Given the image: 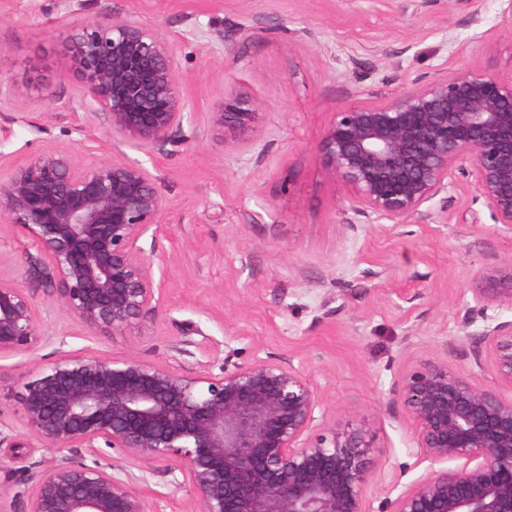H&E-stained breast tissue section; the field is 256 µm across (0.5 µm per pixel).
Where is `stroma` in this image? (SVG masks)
Listing matches in <instances>:
<instances>
[{
  "label": "stroma",
  "mask_w": 512,
  "mask_h": 512,
  "mask_svg": "<svg viewBox=\"0 0 512 512\" xmlns=\"http://www.w3.org/2000/svg\"><path fill=\"white\" fill-rule=\"evenodd\" d=\"M479 8L476 24L452 10L446 33L440 6L428 0H0V151L13 161L44 148L111 158L104 117L73 130L78 86L60 77L76 22L105 10L133 14L175 45L198 133L189 141L172 134L159 150L124 149L148 168L163 158L164 231L140 242L163 262L155 318L115 335L82 327L55 289L19 264L30 242L0 226V277L27 288L47 337L30 354L0 358V435L28 442L0 447V512H26L30 474L59 457L23 417L19 393L33 371L73 351L159 361L184 338L232 363L290 360L320 392L327 423L371 428L374 469L404 487L429 471L393 383L422 359L470 374L485 342L483 321L464 323L467 285L512 259V231L480 203L476 223H460L470 206L457 191L444 224L345 223V189L318 144L330 112L355 90L347 59L400 83L443 63L512 73V40L494 35L499 0ZM229 75L265 105L264 133L244 148L209 126ZM105 456L165 512L162 496L179 471L115 450Z\"/></svg>",
  "instance_id": "35a3bbf8"
}]
</instances>
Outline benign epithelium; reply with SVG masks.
Here are the masks:
<instances>
[{"instance_id":"benign-epithelium-1","label":"benign epithelium","mask_w":512,"mask_h":512,"mask_svg":"<svg viewBox=\"0 0 512 512\" xmlns=\"http://www.w3.org/2000/svg\"><path fill=\"white\" fill-rule=\"evenodd\" d=\"M366 97L331 113L319 147L330 176L346 189L348 224H446L448 189L471 186L496 224L512 229V74L445 66L383 92L376 78L345 62ZM75 78L73 129L107 119L110 160L92 164L66 149H41L16 163L0 152V223L29 239L60 305L90 330L122 333L163 303L162 262L139 242L161 232L166 201L153 169L123 146L153 147L173 132H195L174 44L131 13L79 21L61 78ZM209 113L224 143L246 147L264 131V104L233 87ZM443 205L433 208L435 200ZM465 325L486 322L487 358L475 352L465 376L446 362L402 370L393 390L414 427L420 459L441 468L399 489L369 469L368 426L324 423L317 389L286 359L193 371L147 362L64 354L36 371L19 398L29 429L62 456L32 477L27 512H157L137 478L100 453L174 461L183 481L164 498L191 492L188 512H512V397L477 382L490 362L512 390V259L479 270L468 284ZM45 342L23 285L0 278V358ZM385 497L372 507L370 486Z\"/></svg>"}]
</instances>
